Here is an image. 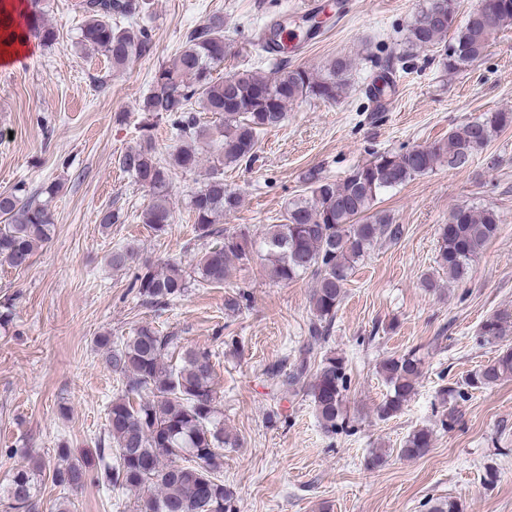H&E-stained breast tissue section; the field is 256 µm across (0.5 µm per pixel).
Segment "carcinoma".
<instances>
[{"label":"carcinoma","mask_w":512,"mask_h":512,"mask_svg":"<svg viewBox=\"0 0 512 512\" xmlns=\"http://www.w3.org/2000/svg\"><path fill=\"white\" fill-rule=\"evenodd\" d=\"M85 15L79 43L103 52L112 67L119 69L150 50L146 29L134 32L120 23L143 19L150 0H82ZM29 35L46 44L57 41L54 27L44 22L40 0H31ZM512 25V0H487V11L471 12L457 23V0H430L408 26L407 43L412 48L436 47L453 33L445 48L443 64L458 70L485 56L494 37ZM288 19L260 30L253 42L258 58L270 53L286 54L288 46L278 40ZM229 46L224 41V17L215 15L193 29L172 61L160 66L152 78L153 91L142 105L151 117L165 115L176 130L177 143L167 158L160 159L150 132L143 142L123 155L122 165L138 183L149 189L151 201L142 212V222L155 233H165L172 220L171 174L175 170L197 169L202 158L193 143L212 137L201 123L196 109L224 117L218 131L217 154L206 183L190 199L197 239L224 236L221 246L196 257L193 272L200 282L221 286L230 265L251 259L254 237L246 226L233 230L216 225L225 213L236 211L239 194L224 184V168L251 162L256 157L259 135L281 127L288 107L302 98L336 101L345 83L339 75L347 64L335 61L328 72L290 68L279 62L268 74L260 69H244L232 80H218L214 72L224 65ZM366 95L372 102L391 95L393 82L380 76ZM512 126V108L487 112L448 130V136L399 152H374L371 159L354 167L336 182L319 169H309L302 177L304 194L293 200L281 223L269 224L263 232L264 269L276 282H293L310 276L315 280L311 295L313 321L311 337L326 341L343 288L361 260L379 240H400L403 227L390 215L372 212L382 192L401 186L433 170L439 163L450 169L466 167L489 143L493 135ZM59 187L50 185L34 195L0 194V262L12 268L28 266L37 251L51 238V202ZM500 215L492 207L481 209L457 206L448 223L438 229V269L459 279L470 263L492 240L499 229ZM132 287L143 303L162 307L182 296L188 281L181 263L142 265ZM512 332V310L490 314L480 327L481 340L499 342ZM177 344V337L161 334L150 326L140 327L123 343L113 346L103 336L105 361L119 377L124 394L112 400L107 411V437L95 452L81 462L70 459V449H58L53 469L54 483L80 487L87 468L95 466V481L103 486H122L146 492L138 512H234V494L222 472L224 424L218 418L212 386L211 354L200 348L182 350L181 365L173 370L165 355ZM309 362L302 359L295 370L279 380L281 387L293 389L306 384L318 420L325 432L343 428V405L348 390L347 362L330 350L321 353L316 370L307 375ZM389 387L377 407L378 418L398 415L415 393L422 361L416 351L389 356L379 363ZM512 378V343L502 345L495 356L468 374L455 387L440 391L444 406L441 428L453 430L459 417L454 402L467 398L471 390L486 389ZM137 401H131V398ZM433 430L421 427L405 439L398 454L420 458L432 448ZM41 469L17 470L0 498V512H36V486Z\"/></svg>","instance_id":"obj_1"}]
</instances>
